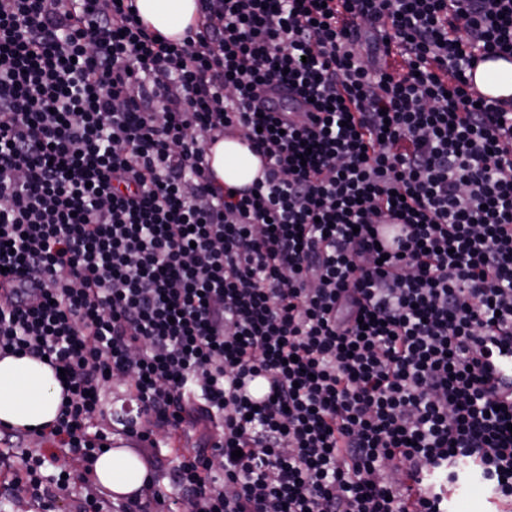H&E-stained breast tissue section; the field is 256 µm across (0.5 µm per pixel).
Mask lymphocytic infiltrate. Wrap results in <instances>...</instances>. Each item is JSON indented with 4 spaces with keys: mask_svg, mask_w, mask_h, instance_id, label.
Segmentation results:
<instances>
[{
    "mask_svg": "<svg viewBox=\"0 0 512 512\" xmlns=\"http://www.w3.org/2000/svg\"><path fill=\"white\" fill-rule=\"evenodd\" d=\"M199 5L174 43L135 0H0V357L66 371L25 491L91 472L118 380L154 468L207 428L186 512H448L471 464L512 512V100L469 92L512 0ZM235 134L264 160L236 191ZM210 168L220 186L244 187L261 175L260 157L240 137H224L209 149Z\"/></svg>",
    "mask_w": 512,
    "mask_h": 512,
    "instance_id": "f902f5d3",
    "label": "lymphocytic infiltrate"
}]
</instances>
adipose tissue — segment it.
<instances>
[{"label": "adipose tissue", "instance_id": "ef3b65f1", "mask_svg": "<svg viewBox=\"0 0 512 512\" xmlns=\"http://www.w3.org/2000/svg\"><path fill=\"white\" fill-rule=\"evenodd\" d=\"M142 24L170 39L183 38L197 23L198 0H135ZM217 184L244 187L261 174V160L240 137H225L209 149ZM62 386L46 362L30 356L0 358V426L38 430L53 423ZM93 471L113 498L142 489L151 478L147 464L132 450L111 448L100 454Z\"/></svg>", "mask_w": 512, "mask_h": 512}]
</instances>
